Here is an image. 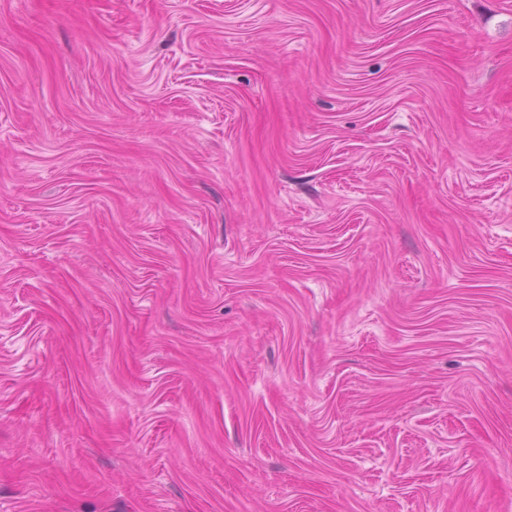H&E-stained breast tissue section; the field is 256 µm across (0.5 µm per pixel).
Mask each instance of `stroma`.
<instances>
[{
    "label": "stroma",
    "mask_w": 512,
    "mask_h": 512,
    "mask_svg": "<svg viewBox=\"0 0 512 512\" xmlns=\"http://www.w3.org/2000/svg\"><path fill=\"white\" fill-rule=\"evenodd\" d=\"M0 512H512V0H0Z\"/></svg>",
    "instance_id": "1"
}]
</instances>
